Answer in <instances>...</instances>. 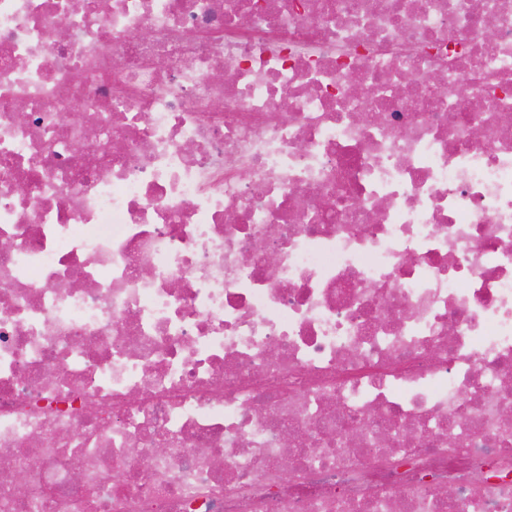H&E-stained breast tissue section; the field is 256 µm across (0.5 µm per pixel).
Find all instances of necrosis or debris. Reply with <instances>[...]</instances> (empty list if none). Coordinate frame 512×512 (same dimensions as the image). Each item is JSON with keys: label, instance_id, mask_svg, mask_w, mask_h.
I'll return each instance as SVG.
<instances>
[{"label": "necrosis or debris", "instance_id": "necrosis-or-debris-1", "mask_svg": "<svg viewBox=\"0 0 512 512\" xmlns=\"http://www.w3.org/2000/svg\"><path fill=\"white\" fill-rule=\"evenodd\" d=\"M1 239L43 512H512V0H0Z\"/></svg>", "mask_w": 512, "mask_h": 512}]
</instances>
